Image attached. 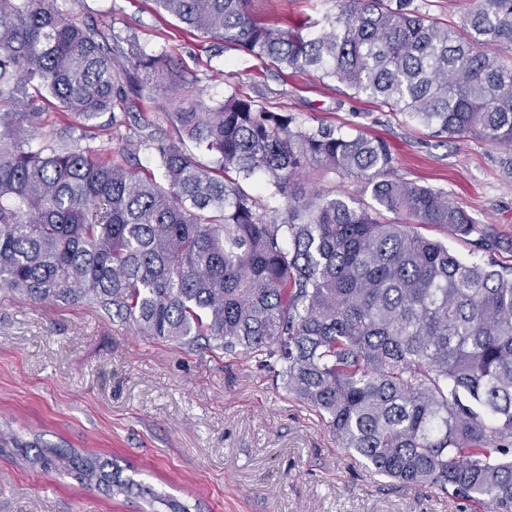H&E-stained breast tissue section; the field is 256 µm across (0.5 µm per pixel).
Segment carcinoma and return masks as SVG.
Masks as SVG:
<instances>
[{
	"mask_svg": "<svg viewBox=\"0 0 512 512\" xmlns=\"http://www.w3.org/2000/svg\"><path fill=\"white\" fill-rule=\"evenodd\" d=\"M200 38L280 72L364 95L437 135L512 150V0H462V25L428 0H335L319 20L270 24L249 0H153ZM106 44L56 0H0V285L49 304H97L145 336L243 354L308 405L375 475L482 512H512V265L465 262L422 233L488 251L445 193L398 178L389 146L295 118L233 90L207 104L166 50ZM179 96L174 136L151 150L161 180L104 146L36 137L52 98L94 138L148 88ZM213 156L200 163L194 150ZM356 176L373 206L301 186ZM264 175L263 209L241 181ZM396 216L388 220L384 214ZM113 497L191 512L97 455L0 436V452Z\"/></svg>",
	"mask_w": 512,
	"mask_h": 512,
	"instance_id": "1",
	"label": "carcinoma"
}]
</instances>
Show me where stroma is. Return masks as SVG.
Returning <instances> with one entry per match:
<instances>
[{
  "label": "stroma",
  "instance_id": "1",
  "mask_svg": "<svg viewBox=\"0 0 512 512\" xmlns=\"http://www.w3.org/2000/svg\"><path fill=\"white\" fill-rule=\"evenodd\" d=\"M76 22L117 37L135 34L194 74L205 99L237 90L297 123H325L386 141L396 174L447 194L501 245L512 244L508 150L438 137L404 116L377 111L314 74L287 75L211 42L152 0H58ZM269 22L321 18L334 0H253ZM139 122L168 135L172 93L154 77ZM74 448L200 512H471L431 491L371 476L337 448L320 419L242 356L143 336L98 305L39 304L0 288V434ZM0 512H149L137 496L110 497L57 471L0 456Z\"/></svg>",
  "mask_w": 512,
  "mask_h": 512
}]
</instances>
